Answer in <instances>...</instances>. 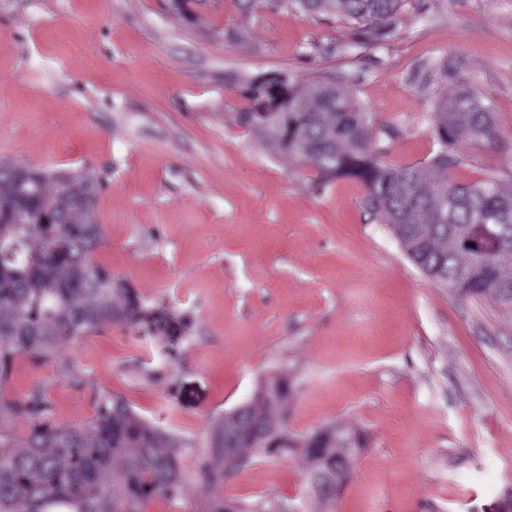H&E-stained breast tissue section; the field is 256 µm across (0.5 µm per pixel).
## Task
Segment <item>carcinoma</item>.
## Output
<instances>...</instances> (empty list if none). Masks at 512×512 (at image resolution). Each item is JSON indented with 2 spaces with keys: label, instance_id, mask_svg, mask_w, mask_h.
<instances>
[{
  "label": "carcinoma",
  "instance_id": "carcinoma-1",
  "mask_svg": "<svg viewBox=\"0 0 512 512\" xmlns=\"http://www.w3.org/2000/svg\"><path fill=\"white\" fill-rule=\"evenodd\" d=\"M305 11L337 16L358 25L364 42L388 40L404 0H295ZM247 105L237 113L266 147L314 173L321 194L339 178L359 181L371 213L390 226L412 263L428 278L463 297H490L504 305L512 287L499 259L512 256V193L493 179L456 182L466 164L457 145L498 138L493 113L474 90L462 88L439 104L434 126L440 152L428 164L396 166L388 149L373 144L365 113L352 97L320 79L303 85L286 72L264 74L245 88ZM78 181L75 199L63 182ZM104 188L88 170L69 177L27 164H0V383L16 356L51 359L59 343L97 334L112 323L150 326L155 312L123 281L97 265L103 243L95 205ZM507 225L495 251L480 249L470 227ZM292 392L277 376L255 394L235 423L217 422L214 450L195 459L210 488L224 485V433L246 462L256 451L298 453L305 469L322 463L343 479L352 449L363 435L336 424L295 438L276 431L273 417ZM94 415L60 427L40 388L20 398L0 391V420H24L20 438L0 435V512H146L157 498L175 502L186 491L182 444L138 416L121 398L95 393Z\"/></svg>",
  "mask_w": 512,
  "mask_h": 512
}]
</instances>
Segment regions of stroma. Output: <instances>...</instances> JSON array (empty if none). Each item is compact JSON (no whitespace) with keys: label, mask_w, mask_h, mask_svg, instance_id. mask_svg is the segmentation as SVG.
Instances as JSON below:
<instances>
[{"label":"stroma","mask_w":512,"mask_h":512,"mask_svg":"<svg viewBox=\"0 0 512 512\" xmlns=\"http://www.w3.org/2000/svg\"><path fill=\"white\" fill-rule=\"evenodd\" d=\"M189 22L165 0H0V163L106 171L95 261L162 309L53 359L16 358L8 389L40 385L60 426L124 399L184 443L176 512L213 496L289 512H501L512 500V307L457 296L407 258L365 209L359 182L326 193L237 120L247 81L285 70L340 87L388 163L440 149L451 91H477L499 137L461 142L459 182L512 187V0H406L394 35L299 9L203 0ZM190 326L179 330L178 320ZM288 372L284 432L336 423L362 433L334 500L310 497L300 457L258 456L209 489L194 475L215 422Z\"/></svg>","instance_id":"obj_1"}]
</instances>
